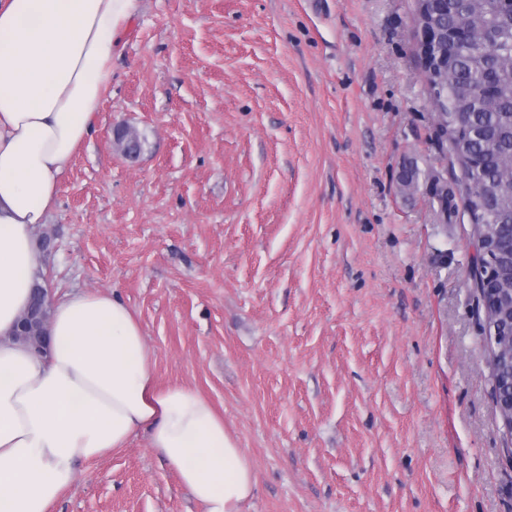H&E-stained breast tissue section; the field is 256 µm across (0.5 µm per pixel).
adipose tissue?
I'll list each match as a JSON object with an SVG mask.
<instances>
[{
  "label": "adipose tissue",
  "instance_id": "adipose-tissue-1",
  "mask_svg": "<svg viewBox=\"0 0 512 512\" xmlns=\"http://www.w3.org/2000/svg\"><path fill=\"white\" fill-rule=\"evenodd\" d=\"M137 0H0V512H50L80 465L140 434L204 512H241L253 466L196 390L158 388L130 308L51 304L46 352L17 342L41 267L34 237L88 135Z\"/></svg>",
  "mask_w": 512,
  "mask_h": 512
}]
</instances>
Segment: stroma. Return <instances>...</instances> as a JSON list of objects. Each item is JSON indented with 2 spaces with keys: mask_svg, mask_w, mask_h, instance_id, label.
<instances>
[{
  "mask_svg": "<svg viewBox=\"0 0 512 512\" xmlns=\"http://www.w3.org/2000/svg\"><path fill=\"white\" fill-rule=\"evenodd\" d=\"M415 0H139L42 229L52 297L116 294L156 383L250 458L242 512H512V444ZM139 131L137 157L116 127ZM50 512H203L145 436Z\"/></svg>",
  "mask_w": 512,
  "mask_h": 512,
  "instance_id": "1",
  "label": "stroma"
}]
</instances>
